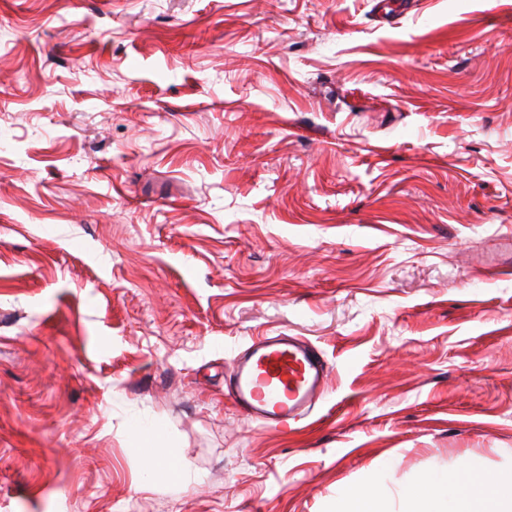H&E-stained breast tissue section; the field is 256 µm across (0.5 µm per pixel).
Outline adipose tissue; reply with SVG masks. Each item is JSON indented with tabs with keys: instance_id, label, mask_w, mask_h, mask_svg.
<instances>
[{
	"instance_id": "ef3b65f1",
	"label": "adipose tissue",
	"mask_w": 512,
	"mask_h": 512,
	"mask_svg": "<svg viewBox=\"0 0 512 512\" xmlns=\"http://www.w3.org/2000/svg\"><path fill=\"white\" fill-rule=\"evenodd\" d=\"M131 437L136 447L148 449L143 470L146 481L164 478L166 483L185 485L190 474L172 462L159 449V430L133 426ZM480 461L463 462L454 475L439 474L419 481L403 492L399 512H512V479L484 477Z\"/></svg>"
}]
</instances>
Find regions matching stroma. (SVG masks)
Wrapping results in <instances>:
<instances>
[{"label":"stroma","instance_id":"obj_1","mask_svg":"<svg viewBox=\"0 0 512 512\" xmlns=\"http://www.w3.org/2000/svg\"><path fill=\"white\" fill-rule=\"evenodd\" d=\"M509 237L512 0H0V512L503 478ZM281 332L328 388L270 429L226 381ZM131 437L135 447L151 448L148 453V460L143 470V477L148 482L158 480L160 469H165V482L173 485H185L191 480L190 474L183 468L172 462L166 454L159 450V442L162 438L161 432L157 429H147L135 425L131 429Z\"/></svg>","mask_w":512,"mask_h":512}]
</instances>
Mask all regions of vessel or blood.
I'll return each mask as SVG.
<instances>
[{"label":"vessel or blood","mask_w":512,"mask_h":512,"mask_svg":"<svg viewBox=\"0 0 512 512\" xmlns=\"http://www.w3.org/2000/svg\"><path fill=\"white\" fill-rule=\"evenodd\" d=\"M328 366L296 336L262 337L236 358L229 395L248 417L284 427L309 415L326 392Z\"/></svg>","instance_id":"obj_1"}]
</instances>
